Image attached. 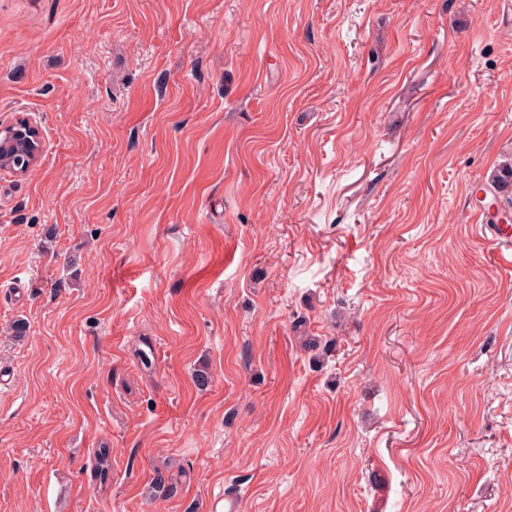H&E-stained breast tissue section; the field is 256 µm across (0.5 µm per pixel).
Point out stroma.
I'll return each instance as SVG.
<instances>
[{
    "label": "stroma",
    "mask_w": 512,
    "mask_h": 512,
    "mask_svg": "<svg viewBox=\"0 0 512 512\" xmlns=\"http://www.w3.org/2000/svg\"><path fill=\"white\" fill-rule=\"evenodd\" d=\"M506 9L0 0V512H512ZM480 231L485 238L495 246L496 249L503 252V249L511 251L512 256V225L511 224H480ZM486 231L492 233L489 238Z\"/></svg>",
    "instance_id": "1"
}]
</instances>
